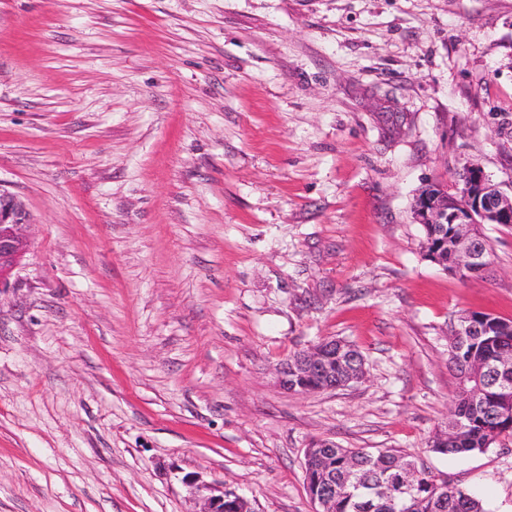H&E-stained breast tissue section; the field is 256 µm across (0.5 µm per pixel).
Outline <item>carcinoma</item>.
I'll return each mask as SVG.
<instances>
[{
	"instance_id": "carcinoma-1",
	"label": "carcinoma",
	"mask_w": 512,
	"mask_h": 512,
	"mask_svg": "<svg viewBox=\"0 0 512 512\" xmlns=\"http://www.w3.org/2000/svg\"><path fill=\"white\" fill-rule=\"evenodd\" d=\"M465 316L471 329L464 336L453 332L448 339V365L459 385L444 436L432 440V449L443 454L484 452L512 439V407L501 402V387L512 388V369H499L501 361L512 360V321L480 311ZM355 359H361V353L342 340L326 351L328 364ZM478 385L481 395L476 399L472 390ZM332 465L336 487L347 484L353 490L351 496L336 494L335 512H487L468 489L415 467L410 457L393 449L373 453L338 446L332 451ZM309 471L307 492L316 495L325 474L317 464Z\"/></svg>"
}]
</instances>
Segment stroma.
<instances>
[{"instance_id":"1","label":"stroma","mask_w":512,"mask_h":512,"mask_svg":"<svg viewBox=\"0 0 512 512\" xmlns=\"http://www.w3.org/2000/svg\"><path fill=\"white\" fill-rule=\"evenodd\" d=\"M512 191V0H0V512H312L318 439L390 448L512 512V440L433 452L459 316L512 319V228L464 280L427 182ZM333 337L361 382L283 390ZM32 221L21 199L0 190V292L28 243ZM199 493L203 489L208 491L206 495H202V507L196 512H251L248 511V502L242 496L231 490H224V486H198L194 483L190 485Z\"/></svg>"}]
</instances>
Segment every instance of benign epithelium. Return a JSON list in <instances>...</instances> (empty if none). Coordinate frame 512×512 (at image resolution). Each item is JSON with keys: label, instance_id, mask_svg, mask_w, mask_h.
I'll list each match as a JSON object with an SVG mask.
<instances>
[{"label": "benign epithelium", "instance_id": "obj_1", "mask_svg": "<svg viewBox=\"0 0 512 512\" xmlns=\"http://www.w3.org/2000/svg\"><path fill=\"white\" fill-rule=\"evenodd\" d=\"M413 219L431 230L424 243L425 257L446 272L470 277L485 269L480 247L484 225L512 221V193L503 191L480 166L468 164L460 173L456 194L450 196L434 183L421 190L414 200ZM31 224L21 199L0 191V292L25 252ZM324 346L321 341L305 350L300 360L283 362L277 369L279 386L301 394L336 389V365L322 367ZM192 488L207 491L198 512H248L247 500L231 490L195 484ZM312 504L313 512H334L336 482L328 481L323 495Z\"/></svg>", "mask_w": 512, "mask_h": 512}]
</instances>
